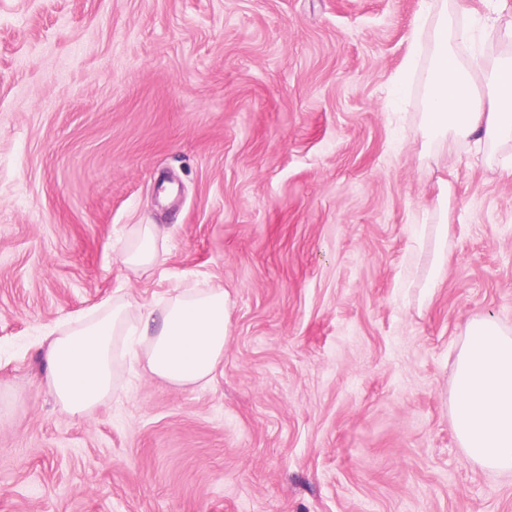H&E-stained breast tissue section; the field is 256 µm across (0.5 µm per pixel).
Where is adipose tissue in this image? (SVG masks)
Listing matches in <instances>:
<instances>
[{"label": "adipose tissue", "mask_w": 512, "mask_h": 512, "mask_svg": "<svg viewBox=\"0 0 512 512\" xmlns=\"http://www.w3.org/2000/svg\"><path fill=\"white\" fill-rule=\"evenodd\" d=\"M466 29L448 31V4L441 0L432 33L433 81L425 124L447 158L449 141H512V64L477 89L478 74L457 53ZM165 240L154 224H136L123 247V265L136 273L159 269ZM230 310L223 289L175 288L160 307L104 306L94 318L60 332L46 346L47 385L62 410L85 415L116 392L113 351L123 344L143 354L151 374L176 386L209 382L224 362ZM450 409L466 458L479 466L512 473V336L488 318L469 321L457 359Z\"/></svg>", "instance_id": "1"}]
</instances>
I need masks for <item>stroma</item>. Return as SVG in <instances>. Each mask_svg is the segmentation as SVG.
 <instances>
[{"label": "stroma", "instance_id": "obj_1", "mask_svg": "<svg viewBox=\"0 0 512 512\" xmlns=\"http://www.w3.org/2000/svg\"><path fill=\"white\" fill-rule=\"evenodd\" d=\"M461 59L512 11L447 0ZM433 0H0V512H512L450 395L466 323L512 334V142L454 146L448 270L417 248ZM133 224L169 232L137 277ZM224 289V365L118 357L83 416L43 335L106 301Z\"/></svg>", "mask_w": 512, "mask_h": 512}]
</instances>
